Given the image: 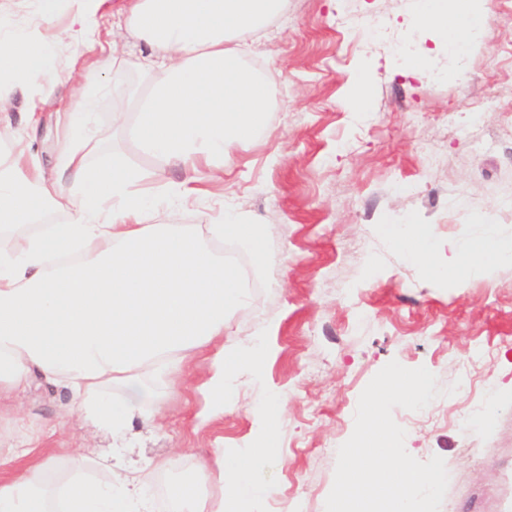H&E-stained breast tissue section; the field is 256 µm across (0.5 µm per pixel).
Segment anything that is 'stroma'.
<instances>
[{
	"instance_id": "stroma-1",
	"label": "stroma",
	"mask_w": 512,
	"mask_h": 512,
	"mask_svg": "<svg viewBox=\"0 0 512 512\" xmlns=\"http://www.w3.org/2000/svg\"><path fill=\"white\" fill-rule=\"evenodd\" d=\"M417 0H288V7L247 56L271 89L259 139L237 148L232 171L213 181L198 170L192 206L156 218L205 234L232 212L259 225L268 258L254 266L248 244L209 241L244 265L249 301L224 318L232 340L262 336L260 375L238 371L235 394L210 416L206 385L213 351L164 387L155 422L137 419L124 439L80 417L65 418L67 391L35 378L13 406L0 408V442L26 434L57 449L61 472L75 457L107 459L118 447L151 459L137 478L155 512H166L175 477L215 449L238 454L266 434L262 399L280 396L274 491L261 512H325L339 447L354 429L361 392L388 362L426 367L445 391L425 409L395 408L405 448L418 460L444 459L449 485L440 512H512V263L466 281L432 274L427 263L396 251L389 231L431 229V261L449 245L490 234L512 241V0H488L477 50L455 57L420 20ZM41 21L35 0H17L14 22L37 26L57 46L53 95L38 122L16 99L8 142L27 143L28 160L52 171L65 141L64 117L86 90L96 100L90 162L112 158V106L143 76L149 50L129 33L112 35V15H97L89 41L70 45L69 11ZM425 67L410 70V57ZM364 79L371 105L353 112L350 94ZM144 185L162 190L188 178L125 143ZM462 390H454V382ZM461 411L485 414L474 433Z\"/></svg>"
}]
</instances>
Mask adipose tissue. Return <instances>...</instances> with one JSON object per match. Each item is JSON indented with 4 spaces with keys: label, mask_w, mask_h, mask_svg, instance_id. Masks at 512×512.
Here are the masks:
<instances>
[{
    "label": "adipose tissue",
    "mask_w": 512,
    "mask_h": 512,
    "mask_svg": "<svg viewBox=\"0 0 512 512\" xmlns=\"http://www.w3.org/2000/svg\"><path fill=\"white\" fill-rule=\"evenodd\" d=\"M287 0H128L126 23L150 54L135 104L113 112L137 150L170 167L205 165L223 180L232 151L256 141L271 91L245 60L249 35L271 23ZM422 21L450 49L476 48L486 0H422ZM56 53L34 27L15 26L0 0V103L49 94ZM82 94L66 116L69 137L55 180L24 153L0 150V395L26 393L34 377L62 386L68 413L124 437L138 417L160 414L163 397L148 375L178 379L185 363L224 335L225 314L246 298L239 267L212 253L205 238L246 241L255 264L266 257L258 225L225 216L206 236L179 224H156L160 201L141 192L143 172L121 153L108 165L88 160ZM80 199L69 220L45 223L58 205L57 182ZM512 262V246L484 237L455 252L447 271L464 275ZM267 350L254 339L222 346L209 380L215 412L228 405L229 375L261 372ZM276 424L259 448L217 453L193 477L168 489L172 512H246L268 496L262 473L275 454ZM26 460L23 474L0 476V512H153L128 477L103 482L73 473L54 478L57 458L17 439L0 468Z\"/></svg>",
    "instance_id": "ef3b65f1"
}]
</instances>
